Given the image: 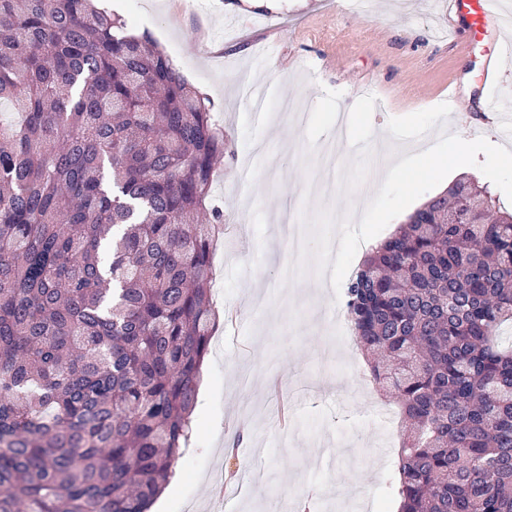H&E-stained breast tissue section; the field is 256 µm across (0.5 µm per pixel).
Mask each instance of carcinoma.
<instances>
[{
    "mask_svg": "<svg viewBox=\"0 0 512 512\" xmlns=\"http://www.w3.org/2000/svg\"><path fill=\"white\" fill-rule=\"evenodd\" d=\"M0 512H147L192 433L224 157L206 98L94 0H0ZM398 393L400 512H512V208L472 179L345 291Z\"/></svg>",
    "mask_w": 512,
    "mask_h": 512,
    "instance_id": "obj_1",
    "label": "carcinoma"
}]
</instances>
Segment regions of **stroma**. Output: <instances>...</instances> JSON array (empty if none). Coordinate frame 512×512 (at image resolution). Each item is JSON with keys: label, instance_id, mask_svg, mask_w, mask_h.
<instances>
[{"label": "stroma", "instance_id": "stroma-1", "mask_svg": "<svg viewBox=\"0 0 512 512\" xmlns=\"http://www.w3.org/2000/svg\"><path fill=\"white\" fill-rule=\"evenodd\" d=\"M131 33H148L207 97L226 150L207 200L224 211L210 293L238 336L217 327L205 360L194 433L161 512H392L401 428L370 402L365 359L329 278H286L296 255L274 233L282 201L293 212L336 208L362 214L384 180L366 179L368 151L381 131L416 151L438 133L499 143L481 106L480 71L490 39L472 38L448 0H375L371 14L349 0H107ZM470 41L460 53L450 37ZM459 107L444 111L449 84ZM360 118L353 166L335 198L304 196L320 177L318 150L335 140L336 119ZM333 441L337 467L356 490L336 488L318 461ZM267 473L264 487L234 494L244 461ZM229 491L215 493L213 472Z\"/></svg>", "mask_w": 512, "mask_h": 512}]
</instances>
